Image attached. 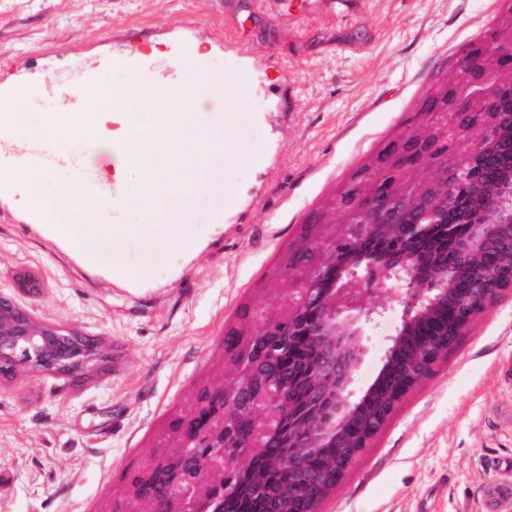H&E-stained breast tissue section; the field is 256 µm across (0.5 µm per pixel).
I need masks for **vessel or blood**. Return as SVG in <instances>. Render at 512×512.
Listing matches in <instances>:
<instances>
[{
    "label": "vessel or blood",
    "instance_id": "vessel-or-blood-1",
    "mask_svg": "<svg viewBox=\"0 0 512 512\" xmlns=\"http://www.w3.org/2000/svg\"><path fill=\"white\" fill-rule=\"evenodd\" d=\"M200 66V61L178 44L172 46L164 63L168 70H196ZM34 76L40 77L44 92L54 100L60 112L86 114L100 91L98 65L68 72L54 71L48 69L42 56L27 55L0 70V109L11 108ZM36 162L47 169L53 158L44 151L40 142L18 140L12 129L0 124V197L11 194L16 175Z\"/></svg>",
    "mask_w": 512,
    "mask_h": 512
}]
</instances>
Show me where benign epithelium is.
I'll use <instances>...</instances> for the list:
<instances>
[{"label":"benign epithelium","mask_w":512,"mask_h":512,"mask_svg":"<svg viewBox=\"0 0 512 512\" xmlns=\"http://www.w3.org/2000/svg\"><path fill=\"white\" fill-rule=\"evenodd\" d=\"M495 50L494 66L467 71L456 87L481 100L470 120L408 132L378 155L363 177L343 188L328 224H311L297 243L301 257L283 272L288 287L276 311H261L254 327L239 332L230 387L208 390L184 421L180 442L154 460L130 485L128 504L113 512H229L247 500L264 512H290V501L310 499L309 512L339 483L326 484L310 468L323 448H349L347 428L392 373L417 327L461 284L482 297L481 310L512 278L494 283L479 265L497 251L512 267V168L500 171L496 188L482 191L480 169L504 133L512 135V24L489 31L480 42ZM473 189L472 209L448 206V191ZM434 224L462 225L453 253L417 249ZM398 293L400 324L378 375L361 393L348 389L363 353L364 325L388 312ZM307 337L312 353L298 368L284 366L292 337ZM59 330L39 323L0 295V358L12 357L36 374L80 372L102 357V344L64 368L45 361Z\"/></svg>","instance_id":"benign-epithelium-1"}]
</instances>
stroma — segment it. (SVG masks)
I'll return each instance as SVG.
<instances>
[{
  "instance_id": "obj_1",
  "label": "stroma",
  "mask_w": 512,
  "mask_h": 512,
  "mask_svg": "<svg viewBox=\"0 0 512 512\" xmlns=\"http://www.w3.org/2000/svg\"><path fill=\"white\" fill-rule=\"evenodd\" d=\"M507 0H289L261 21L220 0H0V62L127 43L164 58L170 38L212 57L224 80V189L197 185L191 248L147 254L128 236L84 265L0 199V294L62 332L105 342L82 385L20 366L0 375V512H109L130 477L177 442L204 390L233 380L228 330L254 324L285 287L288 253L325 203L407 130L434 75L497 25ZM41 177L55 201L80 161L101 181L119 161L105 121ZM258 151L260 161L247 158ZM120 256L123 271L111 268ZM32 272L38 294L15 277ZM364 328L350 387L376 377L399 324L396 298ZM512 490V289L476 316L400 402L318 512H490Z\"/></svg>"
}]
</instances>
